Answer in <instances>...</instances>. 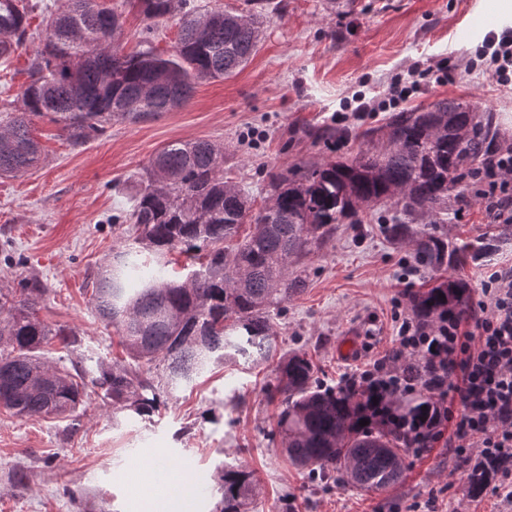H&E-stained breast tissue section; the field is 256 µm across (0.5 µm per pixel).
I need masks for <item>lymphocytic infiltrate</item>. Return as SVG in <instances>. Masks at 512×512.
I'll return each mask as SVG.
<instances>
[{
    "label": "lymphocytic infiltrate",
    "instance_id": "lymphocytic-infiltrate-1",
    "mask_svg": "<svg viewBox=\"0 0 512 512\" xmlns=\"http://www.w3.org/2000/svg\"><path fill=\"white\" fill-rule=\"evenodd\" d=\"M470 66L512 83V28L489 32ZM492 223L512 224V146L490 143L470 176ZM398 351L420 358L437 374L430 382L429 411L417 420L393 417L389 398L408 394L417 381L387 358L355 369L342 384L363 389L370 418L423 439L426 447L446 442L463 465L495 468L492 495L512 499V265L484 281L470 321L443 317L424 326L402 318Z\"/></svg>",
    "mask_w": 512,
    "mask_h": 512
}]
</instances>
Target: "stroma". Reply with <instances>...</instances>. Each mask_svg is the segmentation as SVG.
<instances>
[{"mask_svg":"<svg viewBox=\"0 0 512 512\" xmlns=\"http://www.w3.org/2000/svg\"><path fill=\"white\" fill-rule=\"evenodd\" d=\"M123 15L124 52L143 37L171 49L174 24L148 28L125 0H110ZM236 14L262 13L258 51L230 77L197 85L184 106L136 122L113 121L106 136L75 148L45 119L33 124L43 149L38 168L0 178V290L35 279L47 289L39 315L79 339L67 367L96 370L124 362L121 338L99 316L91 282L125 245L123 225L134 174L166 144L207 139L224 147V174L244 188L253 208L266 203L265 172L353 156L363 130L383 125V111L357 116L344 109L355 92L380 100L392 76L448 59L465 66L481 35L467 34L476 13L494 19L493 31L512 27V0H190ZM32 46L0 60V113L17 105ZM462 99L492 117L498 141L512 144V84L486 72L445 84L422 85L407 107ZM387 210L339 225L335 236L303 266L306 290L274 318L278 354L306 353L318 379L335 384L345 372L391 353L398 318L410 315L409 290L430 278L406 276L407 244L380 231ZM492 223L479 199L456 206L445 235L465 240ZM354 340L345 356L340 345ZM274 362L242 358L210 367L189 386L165 394L157 412L141 418L113 409L87 387L78 420L18 419L0 412V512H214L216 466L252 470L261 491L250 512H512V501L470 495L456 455L436 446L405 451L402 481L367 493L311 477L291 465L275 432L277 404L266 397ZM190 472L195 482L169 491L157 484L153 462Z\"/></svg>","mask_w":512,"mask_h":512,"instance_id":"obj_1","label":"stroma"}]
</instances>
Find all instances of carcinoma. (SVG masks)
I'll return each mask as SVG.
<instances>
[{"label": "carcinoma", "mask_w": 512, "mask_h": 512, "mask_svg": "<svg viewBox=\"0 0 512 512\" xmlns=\"http://www.w3.org/2000/svg\"><path fill=\"white\" fill-rule=\"evenodd\" d=\"M156 25L178 19L172 50L149 46L123 54L121 15L100 0H55L42 19L43 36L22 87L19 109L0 115V176L35 168L40 145L36 118L60 126L79 147L106 134L112 120H138L189 101L195 85L242 69L260 42V15L227 14L210 24L189 0H136ZM32 0H0V59H9L29 37ZM468 101L440 100L424 109L393 112L363 132L367 148L353 158L323 165H294L266 174L269 201L251 209L237 184L224 179V147L206 139L164 146L145 167L125 215L132 243L92 284L99 315L122 333L133 366L101 364L91 382L112 407L151 416L161 393L192 383L210 365L239 356L264 360L277 350L273 319L282 304L305 291L301 258L329 240L341 224H359L360 213L394 209L383 232L413 247L418 267L432 272L465 266L512 240V225L498 224L477 240L435 232L452 220L464 199L463 179L485 151L492 125L474 122ZM179 251L193 263L182 279L167 274V257ZM147 251L156 258L139 262ZM472 287L459 277H439L408 295L413 314L433 324L471 313ZM47 288L20 283L0 293V408L18 418L76 416L84 402L86 373L70 372L63 358L45 355L51 340L63 349L76 334L38 317ZM268 397L280 402L277 427L288 460L319 477H333L380 492L404 476L405 436L381 422L360 425L367 396L324 388L304 354L280 359ZM400 417L421 414L425 389L408 402L395 399ZM219 512H249L259 491L252 471L231 463L216 468Z\"/></svg>", "instance_id": "carcinoma-1"}]
</instances>
